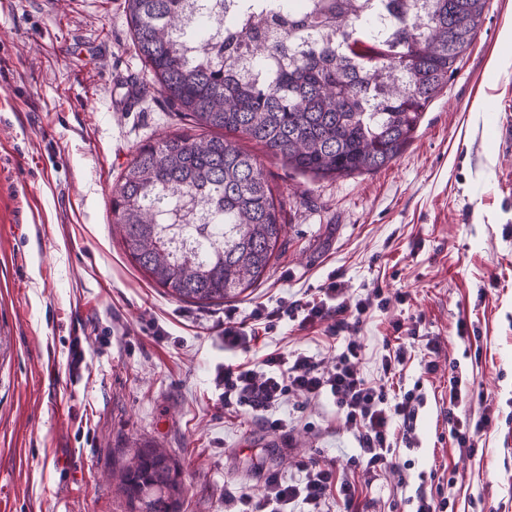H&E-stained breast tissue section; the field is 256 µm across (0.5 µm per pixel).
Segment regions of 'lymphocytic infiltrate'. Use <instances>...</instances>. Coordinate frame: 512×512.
Listing matches in <instances>:
<instances>
[{
	"label": "lymphocytic infiltrate",
	"instance_id": "f902f5d3",
	"mask_svg": "<svg viewBox=\"0 0 512 512\" xmlns=\"http://www.w3.org/2000/svg\"><path fill=\"white\" fill-rule=\"evenodd\" d=\"M387 309L388 301L382 291H375L373 300L349 302L341 283L332 281L321 289L319 299L296 300L283 313L265 311L256 306L248 319L236 320L232 313L224 315V347L228 350L248 348L257 326L271 330L279 316L297 322L300 328L324 325L327 335H353L361 317L370 306ZM362 346L349 341L336 363L324 368L312 357L302 353L288 356L267 354L263 370L245 364H225L218 382L224 387L225 407H249L263 415L265 425L274 431L282 430L283 420L269 418L268 413L279 406L288 395L296 394L308 400L320 397L331 399L345 425L358 438L359 452L347 462L348 477L337 478L329 466L302 464L301 480L289 482L278 473L265 477L257 494L240 493L239 501L245 512H324L330 491H337L346 512H360L358 482L350 475L361 472L363 479L372 480L387 469L392 461L396 430L411 434L422 397L407 391L398 400H389L384 388L371 385L361 375L358 363Z\"/></svg>",
	"mask_w": 512,
	"mask_h": 512
}]
</instances>
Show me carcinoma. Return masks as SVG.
I'll use <instances>...</instances> for the list:
<instances>
[{
	"mask_svg": "<svg viewBox=\"0 0 512 512\" xmlns=\"http://www.w3.org/2000/svg\"><path fill=\"white\" fill-rule=\"evenodd\" d=\"M125 0L157 91L200 133L135 151L110 221L139 271L200 307L239 298L281 245L282 204L241 134L314 178L380 170L412 139L471 45L485 0ZM224 29L213 33L215 23ZM129 512H178L176 461L143 444L120 469Z\"/></svg>",
	"mask_w": 512,
	"mask_h": 512,
	"instance_id": "carcinoma-1",
	"label": "carcinoma"
}]
</instances>
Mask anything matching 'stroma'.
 I'll use <instances>...</instances> for the list:
<instances>
[{
  "label": "stroma",
  "mask_w": 512,
  "mask_h": 512,
  "mask_svg": "<svg viewBox=\"0 0 512 512\" xmlns=\"http://www.w3.org/2000/svg\"><path fill=\"white\" fill-rule=\"evenodd\" d=\"M512 0H487L477 34L401 155L374 173L312 178L258 155L283 203L282 245L228 306L172 299L145 279L110 224V192L136 148L186 128L150 84L124 0H0V512H128L116 474L129 448L167 449L179 512H238L268 472L343 468L358 448L328 399L292 396L273 432L224 410V363L303 352L327 367L347 339L282 320L248 352L224 349V312L383 289L357 334L372 384L423 397L410 439L365 489L364 512H412L416 492L454 512H512ZM29 221H13L16 201ZM416 328L394 338L392 323ZM407 355L394 379L381 359ZM489 415L478 451L444 416L454 380Z\"/></svg>",
  "instance_id": "35a3bbf8"
}]
</instances>
